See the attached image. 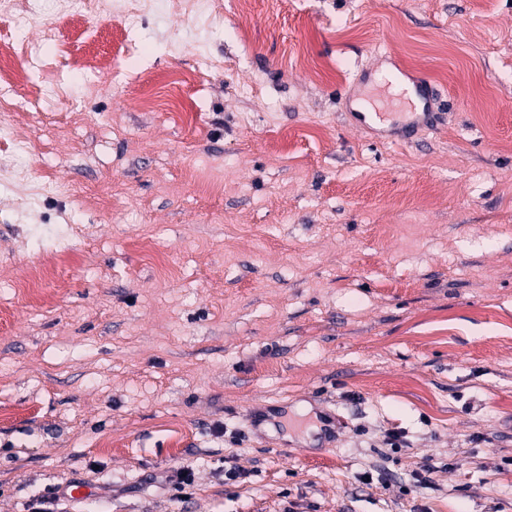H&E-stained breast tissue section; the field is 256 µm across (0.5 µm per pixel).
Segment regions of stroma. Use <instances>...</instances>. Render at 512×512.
<instances>
[{
  "instance_id": "obj_1",
  "label": "stroma",
  "mask_w": 512,
  "mask_h": 512,
  "mask_svg": "<svg viewBox=\"0 0 512 512\" xmlns=\"http://www.w3.org/2000/svg\"><path fill=\"white\" fill-rule=\"evenodd\" d=\"M220 2L128 35L93 0L0 7L42 60L0 111V512H512V0ZM399 65L435 116L385 145L336 92L399 112L360 83ZM22 166L67 195L18 208ZM287 413L285 407L276 406L263 414H252L248 417V422L252 427L263 425L269 430L278 431L281 429Z\"/></svg>"
}]
</instances>
